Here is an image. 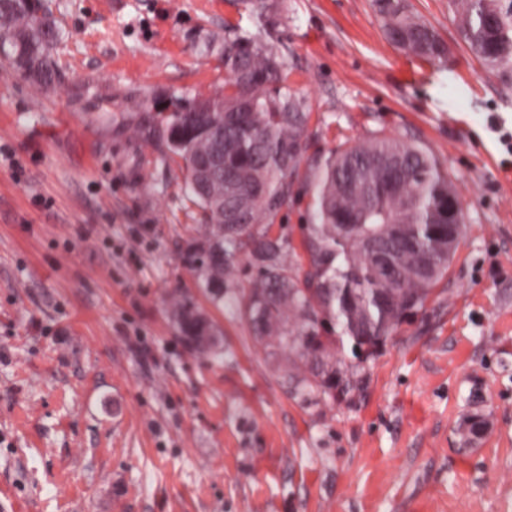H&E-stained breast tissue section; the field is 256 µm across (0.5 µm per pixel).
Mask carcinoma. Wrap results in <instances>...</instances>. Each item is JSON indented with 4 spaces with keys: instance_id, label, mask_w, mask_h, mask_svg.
<instances>
[{
    "instance_id": "1",
    "label": "carcinoma",
    "mask_w": 512,
    "mask_h": 512,
    "mask_svg": "<svg viewBox=\"0 0 512 512\" xmlns=\"http://www.w3.org/2000/svg\"><path fill=\"white\" fill-rule=\"evenodd\" d=\"M252 16L273 24V0H245ZM390 38L406 53L436 61L446 47L432 27L415 18L405 0H375ZM459 27L469 49L491 69L512 65V4L500 0H460ZM62 31L45 0H0V41L8 62L26 81L52 87L57 78L52 57ZM224 204L249 215L246 224L214 223L210 190L195 184L200 155L211 140L201 115L184 100L162 130L164 156L185 174L189 199L199 224L187 242L184 264L197 274L215 304L240 252L259 275L245 306L254 337L275 359L283 378L315 403L360 389L364 363L376 353L365 347L385 342L418 309L443 277L427 279L419 267L425 250L438 252L448 236L445 207L456 189L438 160L417 141L375 136L315 162L314 223L301 240L307 271L300 279L286 264V242L271 234L269 221L288 200L291 179L306 152L309 113L286 90L281 56L259 35L224 29ZM387 224L406 225L407 235L384 236ZM393 252L397 265L383 266L375 252ZM183 340L194 348L224 355L211 323L187 299H172ZM350 345L353 361L340 358ZM475 413L461 434L465 446L485 428Z\"/></svg>"
}]
</instances>
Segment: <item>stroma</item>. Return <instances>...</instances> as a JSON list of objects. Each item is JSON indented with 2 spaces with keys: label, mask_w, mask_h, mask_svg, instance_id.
Returning <instances> with one entry per match:
<instances>
[{
  "label": "stroma",
  "mask_w": 512,
  "mask_h": 512,
  "mask_svg": "<svg viewBox=\"0 0 512 512\" xmlns=\"http://www.w3.org/2000/svg\"><path fill=\"white\" fill-rule=\"evenodd\" d=\"M64 38L43 90L0 61V512H512V70L462 41L453 0H407L447 48L427 62L373 0H48ZM261 33L310 112L309 154L412 137L458 187L444 278L365 366L360 391H291L243 313L239 258L213 305L184 264L197 210L149 130L221 91L225 26ZM301 164L271 222L312 221ZM181 294L224 357L181 340ZM487 425L469 449L470 397Z\"/></svg>",
  "instance_id": "obj_1"
}]
</instances>
